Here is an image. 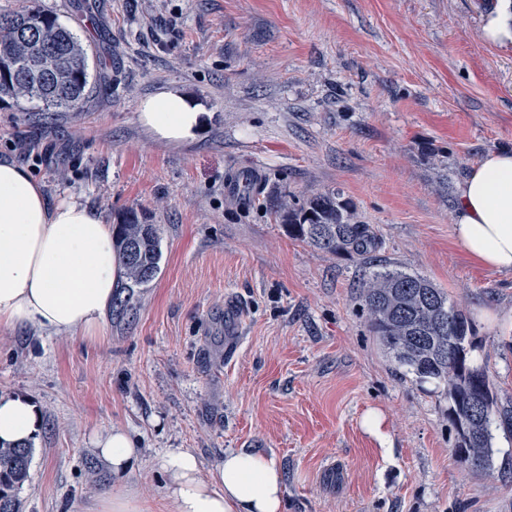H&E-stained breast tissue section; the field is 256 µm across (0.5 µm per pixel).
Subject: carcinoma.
Wrapping results in <instances>:
<instances>
[{"instance_id":"obj_1","label":"carcinoma","mask_w":512,"mask_h":512,"mask_svg":"<svg viewBox=\"0 0 512 512\" xmlns=\"http://www.w3.org/2000/svg\"><path fill=\"white\" fill-rule=\"evenodd\" d=\"M29 2L0 13V95L23 98L43 112H78L91 91L87 53L70 27L36 0ZM280 218L292 235L336 253L364 256L374 249L370 226L354 221L351 203L334 192L284 202ZM113 230L125 287L147 285L162 260L156 225L134 217ZM361 304L370 332L390 359L448 398L456 460L471 469L491 468L492 425L512 433V411L500 409L485 363L473 356L476 330L466 312L428 278L387 267L362 283ZM459 419L470 428L466 438ZM32 453L30 444L0 443V512H20Z\"/></svg>"}]
</instances>
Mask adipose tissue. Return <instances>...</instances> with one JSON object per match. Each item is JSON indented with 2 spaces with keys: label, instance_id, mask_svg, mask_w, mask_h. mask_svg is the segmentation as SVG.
<instances>
[{
  "label": "adipose tissue",
  "instance_id": "adipose-tissue-1",
  "mask_svg": "<svg viewBox=\"0 0 512 512\" xmlns=\"http://www.w3.org/2000/svg\"><path fill=\"white\" fill-rule=\"evenodd\" d=\"M140 119L159 139L190 138L199 114L164 91L142 105ZM453 234L473 262L512 271V149L487 153L459 186ZM120 261L112 227L75 202L49 205L20 165L0 160V326L101 339ZM34 405L0 397V441L25 442L36 430ZM113 476L129 477L138 442L114 427L94 441ZM163 493L174 512H282L286 484L275 457L228 450L211 479L185 448L161 458Z\"/></svg>",
  "mask_w": 512,
  "mask_h": 512
}]
</instances>
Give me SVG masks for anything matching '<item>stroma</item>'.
<instances>
[{
	"label": "stroma",
	"mask_w": 512,
	"mask_h": 512,
	"mask_svg": "<svg viewBox=\"0 0 512 512\" xmlns=\"http://www.w3.org/2000/svg\"><path fill=\"white\" fill-rule=\"evenodd\" d=\"M39 3L77 34L94 88L79 112L1 100L0 159L49 204L157 225L164 259L147 287L115 288L128 307L108 310L97 343L0 327V396L39 417L21 512H89L117 484L92 445L113 425L140 443L124 484L151 512H174L169 448L195 453L205 479L225 450L273 455L283 512H512V437L494 430L491 470L459 464L447 400L389 361L360 306L371 261L430 279L472 319L475 356L512 408V273L453 237L459 185L512 147V45L482 35L498 0ZM166 90L202 112L193 139L141 122ZM244 169L256 190L229 193ZM328 191L373 227L371 256L281 224L284 196ZM233 301L244 339L229 358Z\"/></svg>",
	"instance_id": "1"
}]
</instances>
